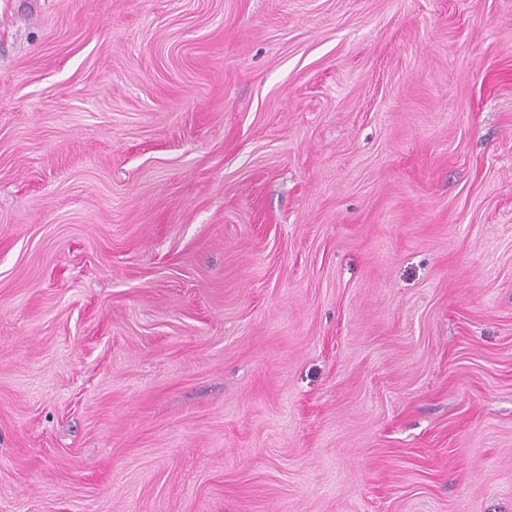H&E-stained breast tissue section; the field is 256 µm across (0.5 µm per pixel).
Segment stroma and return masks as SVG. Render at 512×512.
Here are the masks:
<instances>
[{
	"label": "stroma",
	"instance_id": "stroma-1",
	"mask_svg": "<svg viewBox=\"0 0 512 512\" xmlns=\"http://www.w3.org/2000/svg\"><path fill=\"white\" fill-rule=\"evenodd\" d=\"M0 512H512V0H0Z\"/></svg>",
	"mask_w": 512,
	"mask_h": 512
}]
</instances>
